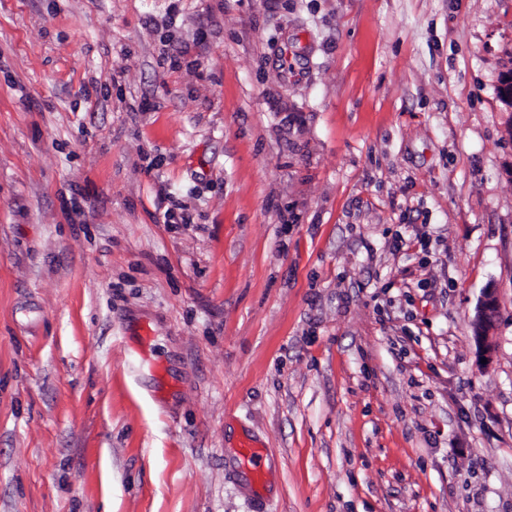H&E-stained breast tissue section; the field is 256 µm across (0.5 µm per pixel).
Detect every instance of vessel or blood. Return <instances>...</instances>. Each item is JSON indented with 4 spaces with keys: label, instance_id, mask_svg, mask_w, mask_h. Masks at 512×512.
Listing matches in <instances>:
<instances>
[{
    "label": "vessel or blood",
    "instance_id": "1",
    "mask_svg": "<svg viewBox=\"0 0 512 512\" xmlns=\"http://www.w3.org/2000/svg\"><path fill=\"white\" fill-rule=\"evenodd\" d=\"M232 472L244 478L241 492L252 512H269L273 504L271 459L267 449L254 437L248 436L241 441Z\"/></svg>",
    "mask_w": 512,
    "mask_h": 512
}]
</instances>
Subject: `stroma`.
Here are the masks:
<instances>
[{"instance_id":"obj_1","label":"stroma","mask_w":512,"mask_h":512,"mask_svg":"<svg viewBox=\"0 0 512 512\" xmlns=\"http://www.w3.org/2000/svg\"><path fill=\"white\" fill-rule=\"evenodd\" d=\"M512 0H0V512H512ZM497 311L480 362L473 320ZM231 472L240 474L245 484L241 492L253 512H269L271 494V459L268 451L254 437L246 436L239 445Z\"/></svg>"}]
</instances>
